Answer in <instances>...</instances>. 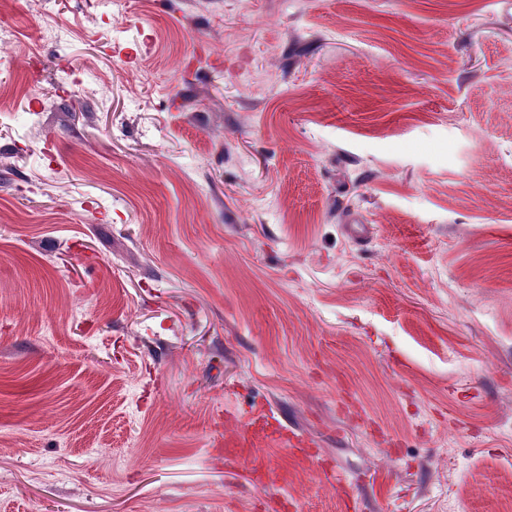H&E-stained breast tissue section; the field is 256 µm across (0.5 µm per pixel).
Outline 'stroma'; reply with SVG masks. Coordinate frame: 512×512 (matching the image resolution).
<instances>
[{
  "label": "stroma",
  "instance_id": "1",
  "mask_svg": "<svg viewBox=\"0 0 512 512\" xmlns=\"http://www.w3.org/2000/svg\"><path fill=\"white\" fill-rule=\"evenodd\" d=\"M505 9L0 0V512H512ZM260 440L274 446L284 445L288 441L287 429L269 408L257 415L252 413L247 420L240 423L237 434L229 439L238 448H255Z\"/></svg>",
  "mask_w": 512,
  "mask_h": 512
}]
</instances>
